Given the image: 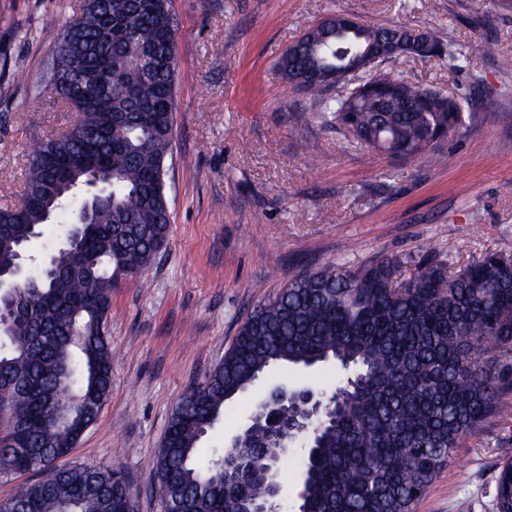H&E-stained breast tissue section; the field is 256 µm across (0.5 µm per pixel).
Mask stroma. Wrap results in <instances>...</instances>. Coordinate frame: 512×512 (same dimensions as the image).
<instances>
[{"label": "stroma", "instance_id": "35a3bbf8", "mask_svg": "<svg viewBox=\"0 0 512 512\" xmlns=\"http://www.w3.org/2000/svg\"><path fill=\"white\" fill-rule=\"evenodd\" d=\"M83 0H0V202L18 200L33 143L73 115L47 89L56 22ZM178 19L171 234L143 277L112 291V393L69 465L121 470L135 512H161L153 463L170 416L224 358L255 304L295 275L383 257L458 264L512 255V0H172ZM334 12L433 31L470 62L398 70L465 103L437 144L449 165L348 142L278 70L296 36ZM512 412L461 442L414 512H496Z\"/></svg>", "mask_w": 512, "mask_h": 512}]
</instances>
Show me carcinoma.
Instances as JSON below:
<instances>
[{
	"mask_svg": "<svg viewBox=\"0 0 512 512\" xmlns=\"http://www.w3.org/2000/svg\"><path fill=\"white\" fill-rule=\"evenodd\" d=\"M399 26L311 35L279 65L285 81L314 67L336 68ZM178 21L172 0H85L58 25L49 92L75 113L62 133L29 154L21 201L0 204V273L18 287L4 297L0 333V471L41 476L10 502L20 512H123L133 490L118 469L64 466L112 391V345L100 326L112 288L140 277L166 245V184L176 122ZM154 55L144 77L140 54ZM419 87L384 115L359 113L350 143L386 140L426 153L430 127L446 112L414 108ZM90 206L79 246L60 245L53 273L15 278L19 251L61 213L69 223ZM434 259L401 277V261L330 264L297 275L240 325L224 360L174 409L154 469L160 498L180 494L202 512H239L264 494L266 460L253 423L238 443L252 468L224 487L223 454L202 464V435L270 372L334 367L335 415L309 436L304 512H413L458 442L512 408V257L488 253L456 272ZM497 512H512V468H502Z\"/></svg>",
	"mask_w": 512,
	"mask_h": 512,
	"instance_id": "obj_1",
	"label": "carcinoma"
}]
</instances>
